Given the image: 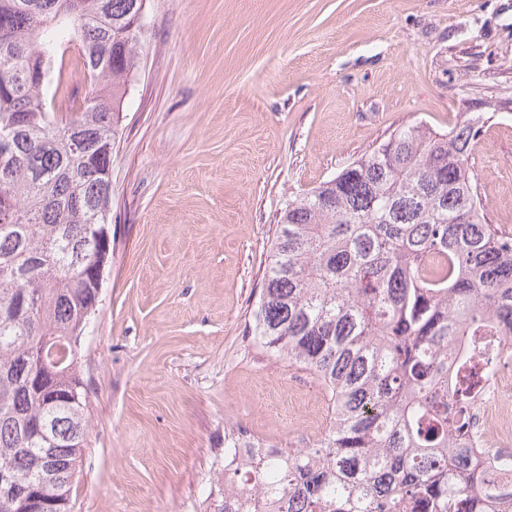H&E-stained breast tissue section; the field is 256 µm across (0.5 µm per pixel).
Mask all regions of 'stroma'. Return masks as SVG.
Returning a JSON list of instances; mask_svg holds the SVG:
<instances>
[{
    "mask_svg": "<svg viewBox=\"0 0 512 512\" xmlns=\"http://www.w3.org/2000/svg\"><path fill=\"white\" fill-rule=\"evenodd\" d=\"M146 19L72 512H203L237 434L320 446L326 389L254 334L266 256L289 201L396 130L494 107L469 163L512 231V0H148Z\"/></svg>",
    "mask_w": 512,
    "mask_h": 512,
    "instance_id": "35a3bbf8",
    "label": "stroma"
}]
</instances>
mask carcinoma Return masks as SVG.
Returning <instances> with one entry per match:
<instances>
[{
  "label": "carcinoma",
  "instance_id": "cac0c4a2",
  "mask_svg": "<svg viewBox=\"0 0 512 512\" xmlns=\"http://www.w3.org/2000/svg\"><path fill=\"white\" fill-rule=\"evenodd\" d=\"M147 0H0V512H70L89 435L81 338L112 261V147L140 67ZM89 89L57 112L63 45ZM483 116L416 123L288 203L255 310L260 342L316 375L333 416L318 448H267L213 478L209 512H512L448 432L478 337L512 336V233L488 222L469 165ZM63 339L44 373L39 352ZM460 377L448 372V356Z\"/></svg>",
  "mask_w": 512,
  "mask_h": 512
}]
</instances>
